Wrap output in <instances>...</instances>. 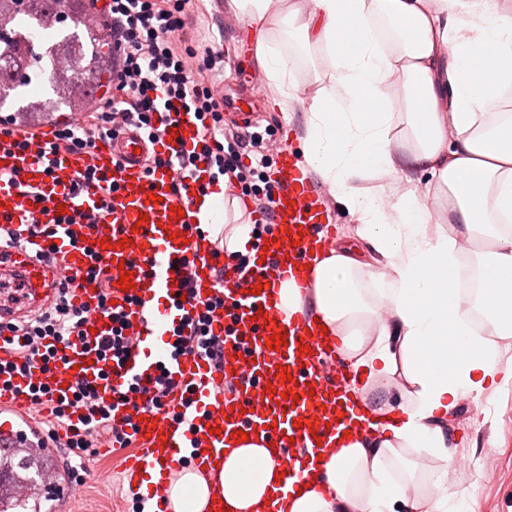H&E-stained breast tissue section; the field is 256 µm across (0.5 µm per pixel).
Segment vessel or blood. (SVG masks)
I'll return each instance as SVG.
<instances>
[{
    "label": "vessel or blood",
    "instance_id": "1",
    "mask_svg": "<svg viewBox=\"0 0 512 512\" xmlns=\"http://www.w3.org/2000/svg\"><path fill=\"white\" fill-rule=\"evenodd\" d=\"M158 118L155 139L124 128L89 152L58 154L50 167L42 155L51 133L35 132L21 146L0 139V227L17 234L10 247L0 246V278L16 287L15 297L0 303V362L15 361L23 343L9 324L44 311L58 291H67L82 315L81 339L60 350L55 363L47 367L35 357L25 374L0 381V414L10 415L0 421V446L26 449L33 457L49 453L51 441L21 423L29 386L47 385L56 403L71 398L73 385L90 382L111 409L117 438L110 452H120L126 438L137 446L121 459L129 488L155 473L156 494L165 498L173 463L187 456L194 467H219L243 433L275 441L284 470L277 495L290 498L306 467L328 455L337 435L361 431L366 415L364 404L346 390L349 365L337 351V339L323 333L314 314L287 323L278 309L282 282L305 283L314 255L331 243L335 225L323 189L293 151L281 148L272 174L276 191L264 215L272 226L265 259L239 280L225 268L223 251L197 217V173L164 166L145 175V154L179 158L203 133L195 114L184 108ZM89 168L96 181L72 192L73 182ZM106 182L115 193L114 209L104 215L96 205ZM152 195L158 203H149ZM35 220L53 225L54 239L29 235L26 227ZM52 244L60 254L58 263L49 265L41 255ZM124 273L131 278L127 290L119 282ZM216 296L224 305L210 313V329L222 342L220 365L175 354L177 336L190 334L197 315ZM104 299L113 301V309L101 307ZM114 312L123 315L127 335L137 342L118 362L97 349L112 330ZM277 331L287 341L278 350L266 345ZM162 370L172 384L166 410L141 397L132 404L121 400L129 386L152 389ZM285 372L291 381L282 380ZM229 384L236 392L227 398L221 389ZM291 391L298 402L285 400ZM41 484L58 507L74 492L53 469L44 471Z\"/></svg>",
    "mask_w": 512,
    "mask_h": 512
}]
</instances>
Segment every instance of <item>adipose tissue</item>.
<instances>
[{
    "label": "adipose tissue",
    "mask_w": 512,
    "mask_h": 512,
    "mask_svg": "<svg viewBox=\"0 0 512 512\" xmlns=\"http://www.w3.org/2000/svg\"><path fill=\"white\" fill-rule=\"evenodd\" d=\"M287 0H230L244 24L255 65L283 90L289 61L269 39L284 19L332 57L327 99L309 106L303 156L349 209L376 261L334 243L316 259L309 288L284 281L279 309L291 319L314 310L340 340L339 352L367 373L365 386L402 375L399 415L382 407L366 434L339 438L320 461L318 481L302 482L289 512H476V501L448 485L452 452L439 422L459 399H479L492 383L512 381V358L497 337L512 336V113L490 120L488 105L512 83V19L490 0H310L305 15ZM471 18V34L452 18ZM400 76L410 127L405 145L429 169L433 203L403 193L391 209L354 193L359 166L393 174L396 120L387 92ZM389 311L393 320L379 318ZM427 450L439 462L422 489L404 475V452ZM281 469L262 442H245L209 475L172 474L173 512H204L220 490L227 512H271Z\"/></svg>",
    "instance_id": "1"
}]
</instances>
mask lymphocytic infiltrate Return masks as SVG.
Returning <instances> with one entry per match:
<instances>
[{"label": "lymphocytic infiltrate", "instance_id": "lymphocytic-infiltrate-1", "mask_svg": "<svg viewBox=\"0 0 512 512\" xmlns=\"http://www.w3.org/2000/svg\"><path fill=\"white\" fill-rule=\"evenodd\" d=\"M190 0H110L107 27L116 44L118 62L112 76L111 99L98 104L89 121L80 125L57 127L48 147V155L87 150L97 141L111 139L118 128L126 126L155 136L152 124L155 112L175 100L197 113L204 130L191 150L175 162L182 171H192L198 161L210 165L212 181L226 176L236 183L255 189V203L268 209L272 187L267 174L269 161L262 153L264 138L258 132L224 122V101L214 92L215 75L223 70L220 52L201 48L186 31ZM255 150L256 164L240 167V149ZM80 316L67 293H60L54 306L16 330L25 341L16 354L23 359L41 357L50 363L52 345L80 333ZM83 409V425L73 424L71 416ZM47 432L51 437L65 435L69 457L77 466L68 471L70 479L84 483V462L99 454L92 432H110V415L98 390L78 385L71 401L50 408Z\"/></svg>", "mask_w": 512, "mask_h": 512}]
</instances>
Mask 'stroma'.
I'll list each match as a JSON object with an SVG mask.
<instances>
[{
  "instance_id": "35a3bbf8",
  "label": "stroma",
  "mask_w": 512,
  "mask_h": 512,
  "mask_svg": "<svg viewBox=\"0 0 512 512\" xmlns=\"http://www.w3.org/2000/svg\"><path fill=\"white\" fill-rule=\"evenodd\" d=\"M190 36L224 55V72L217 80L224 85V96L231 104L225 110L226 123L238 120L240 112H248L258 129H270L274 136L287 139L295 149L303 142L295 137V129L305 127L307 104L312 96L328 88L331 57L319 47L305 46L289 32L287 25L276 22L270 28L272 43L292 62L291 83L295 100L279 108L272 102V90L252 87L260 71L253 62L248 32L231 15L220 10L217 0H192ZM400 162L395 175L375 176L373 170L362 171L353 183L357 194L372 196L384 206L395 204L403 190L412 188L418 199H425L430 173L413 163L407 150L398 153ZM485 397L494 404L493 412L480 414L472 400L459 402L453 414L442 423L448 441L456 454L450 468L454 475L449 485L474 496L476 512H512V385L490 389ZM492 465L489 477L468 472L472 460ZM93 471L85 484L77 486L65 512H135L137 504L123 482L118 464L108 452L89 463Z\"/></svg>"
}]
</instances>
